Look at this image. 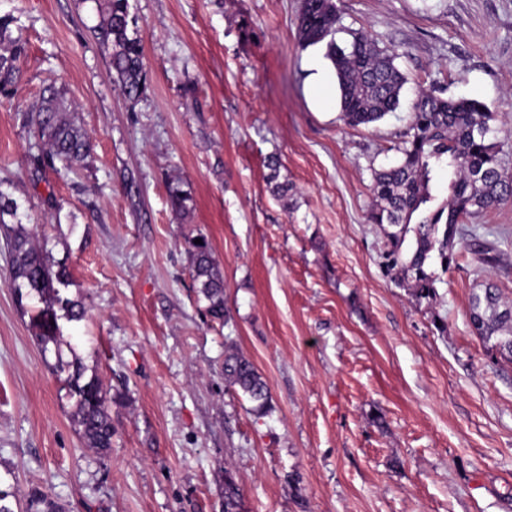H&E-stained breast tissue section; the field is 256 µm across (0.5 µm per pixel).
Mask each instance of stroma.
Here are the masks:
<instances>
[{
	"instance_id": "obj_1",
	"label": "stroma",
	"mask_w": 512,
	"mask_h": 512,
	"mask_svg": "<svg viewBox=\"0 0 512 512\" xmlns=\"http://www.w3.org/2000/svg\"><path fill=\"white\" fill-rule=\"evenodd\" d=\"M300 4L130 0L147 72L132 108L94 0H0L26 41L19 92L0 99V190L70 272L87 316L61 330L110 390L114 427L104 456L79 436L0 228V489L14 502L39 489L66 512H224L230 476L239 512H512V363L491 364L470 330L478 263L455 242L436 302L416 306L368 220L416 86L512 126V0H344L337 42L368 31L408 77L399 108L357 128L334 72L328 104L314 94L326 48L300 46ZM49 85L94 143L72 173L29 162L24 116ZM196 234L224 275L220 323L191 277ZM229 344L266 381V414L227 387Z\"/></svg>"
}]
</instances>
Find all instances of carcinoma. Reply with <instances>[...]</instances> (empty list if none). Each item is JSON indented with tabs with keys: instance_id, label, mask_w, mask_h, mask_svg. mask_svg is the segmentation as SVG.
Segmentation results:
<instances>
[{
	"instance_id": "1",
	"label": "carcinoma",
	"mask_w": 512,
	"mask_h": 512,
	"mask_svg": "<svg viewBox=\"0 0 512 512\" xmlns=\"http://www.w3.org/2000/svg\"><path fill=\"white\" fill-rule=\"evenodd\" d=\"M98 23L93 27L103 46L109 68L130 107L140 100L146 80L144 50L136 19L130 16L129 0H97ZM341 21L338 0H302L298 39L307 47L326 43L340 91L341 119L352 127L368 126L395 111L407 77L395 65L398 53L381 47L367 32L352 33L342 47L334 35ZM10 20L0 17V97L11 99L18 92L19 62L25 53L22 37L9 30ZM34 127L36 151L30 164L40 169L60 163L66 168L90 156V137L71 117V106L63 93L50 87L42 101L28 113ZM493 113L476 98H453L432 86L416 95L412 118L396 151L393 165L374 172L371 192L375 201L369 220L384 238L383 266L417 305L437 300L438 277L431 270L440 262L442 271L451 268L452 248L457 241L473 247L483 266L504 264L507 252L501 241L478 235L469 219L478 211L512 199V129L492 125ZM448 178V195L433 205V179ZM190 196L179 186L169 187V202L175 211L188 210ZM18 204L0 191V224L5 217L17 218ZM9 255V287L18 303L36 297L42 304L32 316L34 338L42 351L54 346L55 371L63 376L68 396L74 400L73 421L85 445L104 453L112 447L111 398L101 378L85 377V368L61 356L59 320L86 318L85 306L66 296L69 271L55 265L45 246L36 242L23 225L6 237ZM191 271L198 294L207 302L214 320L224 319V276L215 264L210 243L191 244ZM471 330L493 359L512 362V302L486 277L469 301ZM224 380L253 403V411L266 413L270 393L253 363L229 345L224 351ZM240 490L234 480L225 481L226 512H235ZM28 512H64L51 496L34 492Z\"/></svg>"
}]
</instances>
